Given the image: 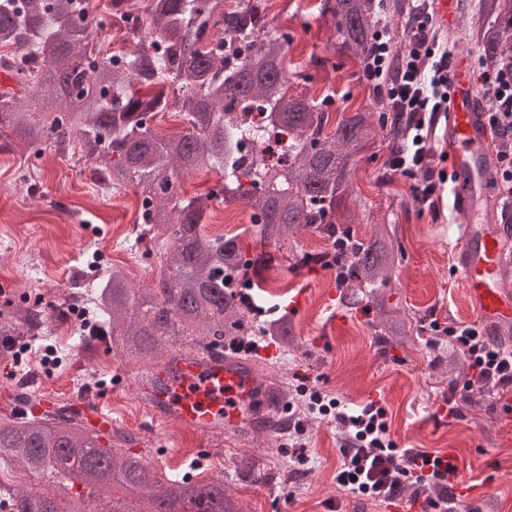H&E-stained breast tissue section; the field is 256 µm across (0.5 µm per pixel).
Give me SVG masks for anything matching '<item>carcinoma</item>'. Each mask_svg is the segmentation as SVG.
Instances as JSON below:
<instances>
[{
	"mask_svg": "<svg viewBox=\"0 0 512 512\" xmlns=\"http://www.w3.org/2000/svg\"><path fill=\"white\" fill-rule=\"evenodd\" d=\"M110 0L111 22L93 14L90 0H0V66L33 91L30 107L0 92V118L13 140L0 152L79 155L100 180L140 193L137 238L165 237L158 249L162 273L151 288H134L125 271L111 266L90 292L94 327L87 347L103 339L119 360L150 361L174 350L214 352L245 336H272L292 343L288 318L251 327L254 310L244 290L257 283L241 277L255 259L234 237L200 232L210 202L220 200L260 213L262 246L279 245L303 229L336 246L343 300L375 303L381 335L402 338L403 322L390 315L384 287L393 264L391 245L378 229L358 238V217L347 207L350 156L381 133L391 146L405 141L395 114L353 112L325 132L324 104L288 92L284 48L288 33L267 25L262 0H147L144 12ZM481 22L469 31L483 68L512 62V0H478ZM334 36L364 60L372 45L371 0H334L328 7ZM110 26L135 40L120 58L102 52L88 36ZM268 104L257 123L242 118L250 105ZM173 110L192 133L163 136L155 116ZM288 135L278 157L243 155L238 140ZM208 169L219 175L208 192L183 198L180 174ZM288 388L267 397L276 409L288 404ZM100 432L76 408L15 414L0 420V512H183L207 500L209 512H246L224 478L173 479L128 448L105 447ZM241 476H261L252 455L233 459Z\"/></svg>",
	"mask_w": 512,
	"mask_h": 512,
	"instance_id": "cac0c4a2",
	"label": "carcinoma"
}]
</instances>
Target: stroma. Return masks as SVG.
Instances as JSON below:
<instances>
[{
  "label": "stroma",
  "instance_id": "35a3bbf8",
  "mask_svg": "<svg viewBox=\"0 0 512 512\" xmlns=\"http://www.w3.org/2000/svg\"><path fill=\"white\" fill-rule=\"evenodd\" d=\"M326 0H272L267 6L270 26L287 32L289 86L292 94L332 102L327 131H334L341 112L349 106L380 111L379 99L360 79V62L342 52L333 35ZM390 148L375 138L351 158L352 185L361 222L357 236L379 229L392 243L394 266L386 288L392 315L404 321L403 343L386 341L379 334L380 316L370 304L346 305L328 268L305 262L308 254L326 252L328 239L302 233L298 243L262 248L257 230L223 223L224 206L214 205L201 225L204 235H239L254 254L269 251L272 260L263 271V288L253 289L264 318L286 310L295 330L289 348L271 343L270 354L253 356L262 374L296 390L318 387L347 403L381 401L388 412L391 433L402 448L454 453L458 462L456 487L466 488L465 504L479 512H512V435L498 426L496 395L474 392L458 418H443L440 409L451 379H464L468 366L448 344L445 327L470 325L477 317L470 300L455 280L448 238L458 236L462 220L448 211V191L440 189L438 210L420 211L413 198L412 181L389 166ZM67 200L71 214L59 221L58 200ZM137 210L136 190L125 187L104 195L97 191L84 163L67 155L43 158L0 153V311L26 299L29 289H41L50 311L62 312L59 290H71L72 279L82 275L83 288L100 283L109 266L123 268L139 288L150 287L161 268L157 258L128 237ZM27 256L28 268L16 263L17 252ZM305 304L288 305L297 293ZM344 319L330 324L332 312ZM438 321L441 332L429 330ZM438 340L429 349V340ZM34 351L45 362V378L28 397L36 401L72 402L82 398L70 392L85 367L95 371V385L112 390L113 427L132 434V452L163 463L177 461L182 475L221 476L248 512H408L405 505L387 507L351 497L339 490L334 475L339 436L333 424L309 419L311 461L298 473L288 471V451L282 448V430L242 432L228 437L203 435L168 423L146 427L137 396V382L145 362H117L106 349L95 355L75 351L70 341L54 338L35 342ZM123 384H116L117 375ZM209 449L198 457V449ZM254 455L262 460V475L242 478L229 471L231 458Z\"/></svg>",
  "mask_w": 512,
  "mask_h": 512
}]
</instances>
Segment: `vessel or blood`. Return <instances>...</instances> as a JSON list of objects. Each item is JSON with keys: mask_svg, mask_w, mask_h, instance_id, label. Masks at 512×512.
Instances as JSON below:
<instances>
[{"mask_svg": "<svg viewBox=\"0 0 512 512\" xmlns=\"http://www.w3.org/2000/svg\"><path fill=\"white\" fill-rule=\"evenodd\" d=\"M472 63L457 54L451 62L448 114L442 142L454 179L451 207L470 216L460 236L449 241L456 280L465 289L477 319L484 325L512 321V231L503 224H485L489 147L488 106L475 101ZM268 383L252 363L236 353L169 354L146 373L141 396L151 425L169 422L211 433L254 427L266 404ZM110 400L96 393L87 410L88 423L102 433L112 430Z\"/></svg>", "mask_w": 512, "mask_h": 512, "instance_id": "b4317fda", "label": "vessel or blood"}]
</instances>
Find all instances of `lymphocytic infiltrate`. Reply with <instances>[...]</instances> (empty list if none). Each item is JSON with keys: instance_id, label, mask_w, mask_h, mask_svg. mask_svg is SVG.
Returning a JSON list of instances; mask_svg holds the SVG:
<instances>
[{"instance_id": "lymphocytic-infiltrate-1", "label": "lymphocytic infiltrate", "mask_w": 512, "mask_h": 512, "mask_svg": "<svg viewBox=\"0 0 512 512\" xmlns=\"http://www.w3.org/2000/svg\"><path fill=\"white\" fill-rule=\"evenodd\" d=\"M405 43L393 51L385 26H377L374 48L362 66V78L384 96L383 109L406 118L410 137L404 149L392 154L391 168L413 179L416 203L436 206L445 169L429 164V133L437 116L448 109V48L440 46L428 7L410 14ZM481 81L491 95L489 126L497 133L512 131V65L485 72ZM452 345L468 364L465 382L448 384V413L461 416V406L476 389L512 391V351L490 343L472 325L448 328ZM308 407L334 423L341 436L335 480L337 486L362 500L395 505L404 492L419 502L420 512H462L463 504L449 476L447 457L420 448H402L393 439L387 412L378 401L349 407L318 388L301 387Z\"/></svg>"}]
</instances>
